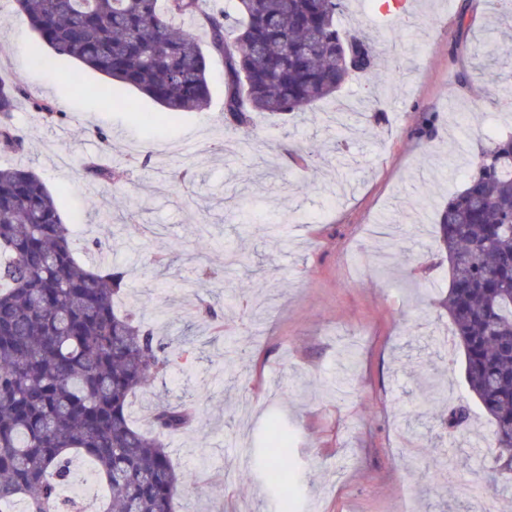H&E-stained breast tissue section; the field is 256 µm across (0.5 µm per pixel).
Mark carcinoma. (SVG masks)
Listing matches in <instances>:
<instances>
[{
	"mask_svg": "<svg viewBox=\"0 0 512 512\" xmlns=\"http://www.w3.org/2000/svg\"><path fill=\"white\" fill-rule=\"evenodd\" d=\"M37 33L31 62L69 57L160 105L166 118L209 99L207 57L224 58V118L249 130L254 115L311 112L354 76L375 73V37L341 28L344 0H12ZM201 21L207 40L182 26ZM51 120L65 114L0 77V149L20 153L19 99ZM448 256L443 307L465 357L470 393L494 427L497 477L512 485V132L472 160L463 189L439 215ZM125 272L82 261L45 182L0 166V512H81L61 498L70 464L90 459L108 495L99 512H175L180 474L160 436L191 424L185 408H155L156 432L134 427L129 398L167 373V346L115 301ZM469 407H448L454 431ZM253 459L278 512H293L288 425L276 422Z\"/></svg>",
	"mask_w": 512,
	"mask_h": 512,
	"instance_id": "obj_1",
	"label": "carcinoma"
}]
</instances>
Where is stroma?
<instances>
[{
    "label": "stroma",
    "instance_id": "stroma-1",
    "mask_svg": "<svg viewBox=\"0 0 512 512\" xmlns=\"http://www.w3.org/2000/svg\"><path fill=\"white\" fill-rule=\"evenodd\" d=\"M507 16L496 0H406L403 56L312 112L259 116L230 155L221 57L208 61L203 110L169 121L132 89L108 106L93 93L103 76L72 59L31 68L38 36L0 0V77L65 113L52 122L20 102L26 149L0 164L37 173L80 257L125 269L122 305L186 349L129 407L144 430L158 404L193 409L190 428L166 439L182 475L177 512H274L245 450L275 419L293 432L297 512H512L492 451L469 450L492 427L464 357L434 336L449 323L439 214L486 127L512 130ZM290 146L312 149L308 168ZM92 162L119 180L91 178ZM285 214L286 233L264 237ZM97 237L109 244L102 258ZM202 298L224 330L197 319ZM228 345L239 352L229 371ZM459 401L471 421L451 437L439 416Z\"/></svg>",
    "mask_w": 512,
    "mask_h": 512
}]
</instances>
